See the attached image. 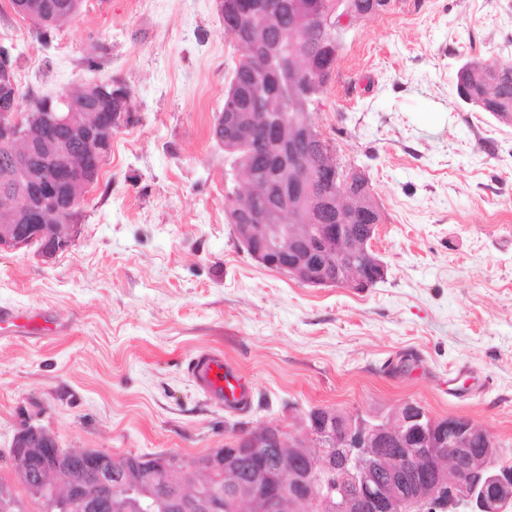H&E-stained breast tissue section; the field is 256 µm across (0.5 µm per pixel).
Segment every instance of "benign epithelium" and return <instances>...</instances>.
Returning <instances> with one entry per match:
<instances>
[{"instance_id":"benign-epithelium-1","label":"benign epithelium","mask_w":512,"mask_h":512,"mask_svg":"<svg viewBox=\"0 0 512 512\" xmlns=\"http://www.w3.org/2000/svg\"><path fill=\"white\" fill-rule=\"evenodd\" d=\"M391 0H336V10L319 16L322 28L345 33L362 19L378 17ZM220 9L233 17L227 29L241 47L251 48L266 69L289 73L297 94L318 95L323 76L312 61L288 56L283 31L275 30L280 0H220ZM266 20L259 34L254 19ZM0 143L11 147L17 190L0 195L10 204L0 209V252L37 247L52 259L70 248L78 234L79 204L59 208V187L71 168L65 141L34 140L27 121L37 120L50 130L83 144L88 168L98 177L112 151V132L133 122L131 112H97L76 102L70 92L41 112L19 111L14 91L10 52L0 49ZM114 87L97 83L85 89L88 100H110ZM232 95L246 97L248 112L220 113L222 125L213 130L224 145L261 156L264 167L249 166L254 177L264 173L266 203L246 201L239 206L234 232L240 244L261 265L285 273L314 288L336 287L363 291L386 276L387 267L373 242L383 223L369 180L360 169L337 160L332 141L307 114L261 113L264 134L256 137L254 110L263 104L256 90L233 87ZM290 128L288 137L281 135ZM312 142L318 154L330 159L336 173L335 193L319 194L315 179L305 180L302 147ZM363 202L356 210L343 201ZM59 214L55 224L45 223ZM357 216L370 222L351 229ZM481 438V448L472 442ZM94 470L89 484L76 473L77 459ZM127 456H103L93 448H63L41 427L26 424L0 455V512H147L160 502L165 512H234L244 501H256L262 512H285L291 503L300 512H506L512 504V471L500 460V450L487 431L467 418H435L420 405L406 401L387 415H342L329 409L305 413L301 429L269 421L236 434L222 448L187 458L162 452L152 457L138 480L126 478ZM191 470L199 477L192 488L171 481V475ZM66 475L63 488L47 480Z\"/></svg>"}]
</instances>
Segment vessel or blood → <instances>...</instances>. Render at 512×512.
<instances>
[{
	"instance_id": "vessel-or-blood-1",
	"label": "vessel or blood",
	"mask_w": 512,
	"mask_h": 512,
	"mask_svg": "<svg viewBox=\"0 0 512 512\" xmlns=\"http://www.w3.org/2000/svg\"><path fill=\"white\" fill-rule=\"evenodd\" d=\"M195 385L228 407H242L249 401L242 378L215 353H198L188 364Z\"/></svg>"
}]
</instances>
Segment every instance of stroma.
I'll list each match as a JSON object with an SVG mask.
<instances>
[{
    "label": "stroma",
    "instance_id": "stroma-1",
    "mask_svg": "<svg viewBox=\"0 0 512 512\" xmlns=\"http://www.w3.org/2000/svg\"><path fill=\"white\" fill-rule=\"evenodd\" d=\"M1 43L24 104L117 82L135 121L69 250L0 254V453L30 423L65 448L190 457L239 421L412 401L471 419L512 464V123L455 85L467 60L512 65V0H395L345 35L312 118L384 213L387 274L361 293L260 265L228 222L212 127L240 52L217 0H84L46 45L0 0ZM202 351L248 382L245 410L195 388Z\"/></svg>",
    "mask_w": 512,
    "mask_h": 512
}]
</instances>
